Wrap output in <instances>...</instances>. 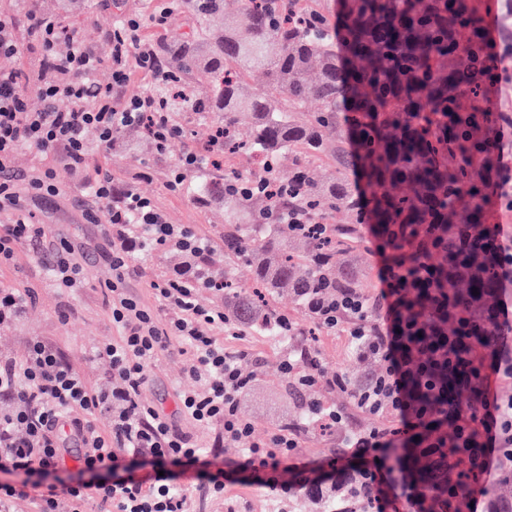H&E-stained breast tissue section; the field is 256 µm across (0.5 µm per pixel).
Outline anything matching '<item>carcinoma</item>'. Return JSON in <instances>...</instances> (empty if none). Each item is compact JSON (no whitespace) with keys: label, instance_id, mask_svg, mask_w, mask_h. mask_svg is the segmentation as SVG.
<instances>
[{"label":"carcinoma","instance_id":"1","mask_svg":"<svg viewBox=\"0 0 512 512\" xmlns=\"http://www.w3.org/2000/svg\"><path fill=\"white\" fill-rule=\"evenodd\" d=\"M193 19L184 39L154 42L166 80L157 87L178 119L210 118L224 133L217 160L196 172L193 201L224 208V316L298 358L310 345L305 325L320 326L312 303L336 289L363 290L369 269L356 253L363 226L389 265L434 271L454 289L448 330L478 337L473 363L485 368L496 334L488 322L503 291L488 240L466 255L461 242L491 223L500 181L495 142L502 115L492 98L512 60V33L491 35L487 15L512 3L485 0H340L336 20L301 0H177ZM257 74L263 88L248 78ZM319 109L305 114L309 100ZM250 119L247 137L237 116ZM250 161L247 170L239 161ZM332 160L324 180L313 161ZM277 185L272 197L262 191ZM296 215L280 224L278 212ZM342 211L347 223H331ZM247 263L261 291L235 286ZM286 290L294 315L273 305ZM297 424L331 434L299 404ZM400 464L423 485L477 480L459 451L448 471L411 456ZM355 480L344 475L299 495L316 512H359ZM490 512H512V467L488 491Z\"/></svg>","mask_w":512,"mask_h":512}]
</instances>
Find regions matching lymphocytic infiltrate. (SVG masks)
<instances>
[{
  "instance_id": "1",
  "label": "lymphocytic infiltrate",
  "mask_w": 512,
  "mask_h": 512,
  "mask_svg": "<svg viewBox=\"0 0 512 512\" xmlns=\"http://www.w3.org/2000/svg\"><path fill=\"white\" fill-rule=\"evenodd\" d=\"M148 17L129 16L109 29L102 46L85 44L56 16L27 0L28 32L42 51L36 79L22 67L0 66V210L10 213L0 225V265L15 260L19 249L39 242L44 225L32 223L27 194L59 195L53 168L22 174L13 160L21 149H33L74 169H86L85 135L95 130L104 147L124 127L145 128L157 153L183 137L180 125L162 112L154 91L121 97L117 88L132 72L160 83L163 74L143 26L163 29L175 0H154ZM66 42L67 52L57 50ZM112 82L100 85L101 67ZM38 96L41 108H31ZM88 187L99 207L88 216L100 224L111 243L107 304L120 330L115 342L96 346L93 358L107 362L112 382L103 390L91 385L67 363L52 344L34 337L23 358L0 355V396L12 402L0 409V512H18L29 503L33 512H84L96 499L99 512H192L194 499L219 500L226 486L256 485L272 497L289 496L296 485L323 484L328 476L351 474L360 482L366 512H430L434 501L462 497L468 512H478L484 486L512 460V393L499 394L497 384H512V345L498 340L489 370L472 366L466 336L440 333L434 323L420 324L419 312L405 300L407 285L423 286V269H380L382 287L376 298L352 288L337 290L335 301L318 306L320 323L343 333L355 352L374 360L379 369L371 386L351 382L342 374L325 372L310 350L298 360H282L289 380L304 386L319 383L352 393L356 410L378 418L373 427L353 425L349 415L319 404L310 411L335 424L336 454L305 458L298 451L302 429L259 439L254 424L240 412L239 399L251 386L240 368L249 351L228 348L216 338L226 332L224 306L201 304L199 294L211 283L206 244L189 227L171 223L155 202L131 189H118L111 174L96 169ZM159 249L181 256L171 274L150 279L156 305L147 307L128 296L125 278L141 251ZM165 319H158V311ZM178 342L187 356L185 373L194 389L179 396L177 416L160 412L143 395L147 368ZM467 392L479 410L470 423L461 409L449 406L448 387ZM108 408L107 429L93 422L95 412ZM217 430V444L199 447L190 431L179 427ZM469 448L481 480L462 487H425L410 472L399 469L400 450L443 463L448 426ZM81 441L74 474L61 478L67 451L65 440ZM249 440L238 458L225 459L223 444Z\"/></svg>"
}]
</instances>
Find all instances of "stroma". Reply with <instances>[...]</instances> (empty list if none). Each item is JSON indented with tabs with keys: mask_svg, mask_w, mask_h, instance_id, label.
Listing matches in <instances>:
<instances>
[{
	"mask_svg": "<svg viewBox=\"0 0 512 512\" xmlns=\"http://www.w3.org/2000/svg\"><path fill=\"white\" fill-rule=\"evenodd\" d=\"M148 0H73L65 21L77 29L88 43L101 44L104 34L115 18L128 14L147 15ZM195 137L170 143L164 156L148 152L139 157L116 154L100 148L96 133H88L91 167L111 171L116 185H131L152 198L167 212L172 223L185 224L207 239L214 254H221L224 231L222 209L202 210L193 203L189 187L170 189V171L189 146L206 139V120L193 123ZM59 196L34 206L35 220L47 228L43 244L22 248L14 264L0 267V286L33 290L35 300L11 329L0 333V353L22 357L31 338L39 337L61 348L74 368L97 387H105L106 366L94 361V345L117 337L118 330L105 302L103 289L112 277L100 251L105 245L99 225L87 223L84 213L94 199L86 184L85 173L59 164L55 167ZM70 242L75 255L86 269L84 282L76 288L56 287L44 256L48 245ZM228 346L242 345L252 350L248 367L256 377L239 403L241 413L256 426L255 435L264 438L286 425L295 423V400L286 391L287 378L280 363L285 351L264 336L224 337ZM318 357L326 372L343 374L356 381L371 367V360L357 356L341 333L322 332L317 345ZM187 357L178 343L148 367L150 381L144 395L156 407L173 412L180 392L188 390L192 381L185 373ZM311 500L293 497L280 502L255 486L230 485L223 499L209 503L207 512H314Z\"/></svg>",
	"mask_w": 512,
	"mask_h": 512,
	"instance_id": "stroma-1",
	"label": "stroma"
}]
</instances>
